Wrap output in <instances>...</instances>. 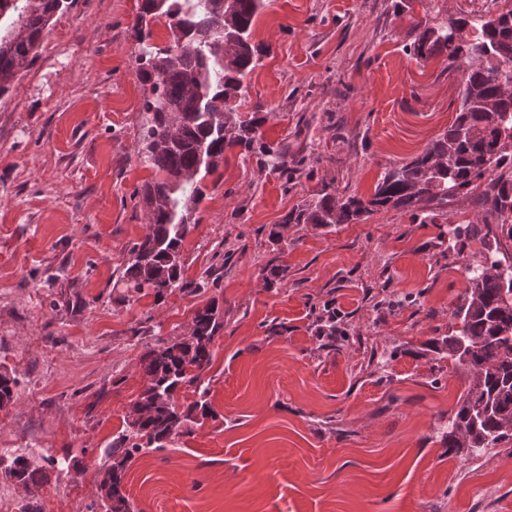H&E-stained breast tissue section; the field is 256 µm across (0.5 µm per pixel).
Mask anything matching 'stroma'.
<instances>
[{"label":"stroma","instance_id":"obj_1","mask_svg":"<svg viewBox=\"0 0 512 512\" xmlns=\"http://www.w3.org/2000/svg\"><path fill=\"white\" fill-rule=\"evenodd\" d=\"M393 4L269 0L253 40L271 52L245 79L244 109L267 112L263 143L306 163L288 183L268 157L226 151L181 250L201 288L160 302L115 286L147 231L134 192L155 176L138 153V0H75L53 21L0 99V372L17 381L0 463L22 455L44 472L36 487L0 474V512H86L145 387L142 356L212 302L224 327L201 379L216 415L128 462L134 512H512V442L448 448L438 430L467 383L427 350L459 327L467 266L494 241L512 256L488 192L460 193L432 221L381 208L329 230L284 222L321 190L370 199L454 121L461 71L412 58L424 6ZM271 263L289 271L269 287ZM326 304L350 336L332 350L313 326Z\"/></svg>","mask_w":512,"mask_h":512}]
</instances>
